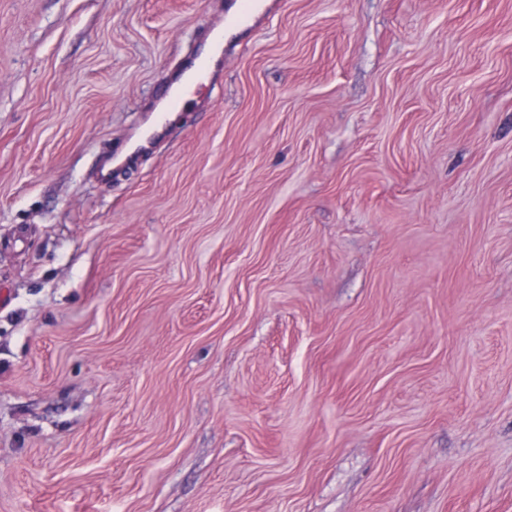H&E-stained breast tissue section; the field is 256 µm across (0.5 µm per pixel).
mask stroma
I'll return each instance as SVG.
<instances>
[{
    "label": "stroma",
    "mask_w": 512,
    "mask_h": 512,
    "mask_svg": "<svg viewBox=\"0 0 512 512\" xmlns=\"http://www.w3.org/2000/svg\"><path fill=\"white\" fill-rule=\"evenodd\" d=\"M0 512H512V0H0Z\"/></svg>",
    "instance_id": "obj_1"
}]
</instances>
